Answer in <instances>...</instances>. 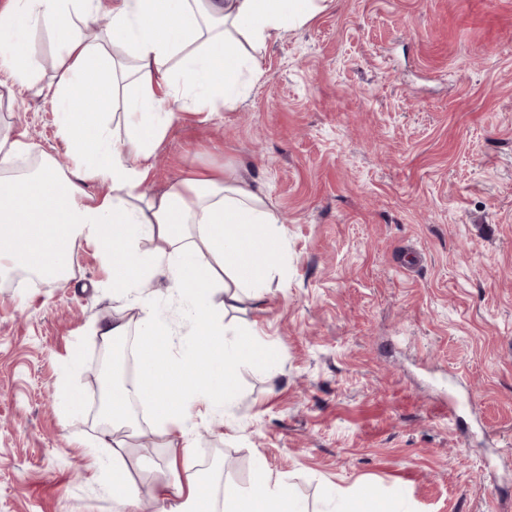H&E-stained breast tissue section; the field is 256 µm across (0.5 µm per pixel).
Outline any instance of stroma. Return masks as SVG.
<instances>
[{
	"mask_svg": "<svg viewBox=\"0 0 512 512\" xmlns=\"http://www.w3.org/2000/svg\"><path fill=\"white\" fill-rule=\"evenodd\" d=\"M25 44L50 82L52 34ZM257 61L235 106L178 112L143 188L222 165L283 219V277L224 315L279 373L238 365L232 405L196 406L189 457L245 489L263 462L308 512L362 492L392 512H512V0H324ZM59 120L29 94L0 108L1 129L56 157ZM171 288L160 275L136 293L180 354L192 325ZM133 314L91 242L66 278L0 277V512H118L93 331ZM170 455L130 439L135 512H159Z\"/></svg>",
	"mask_w": 512,
	"mask_h": 512,
	"instance_id": "stroma-1",
	"label": "stroma"
}]
</instances>
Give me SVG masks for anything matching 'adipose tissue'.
Masks as SVG:
<instances>
[{
  "mask_svg": "<svg viewBox=\"0 0 512 512\" xmlns=\"http://www.w3.org/2000/svg\"><path fill=\"white\" fill-rule=\"evenodd\" d=\"M322 0H10L0 12V71L8 93L49 100L60 114L59 136L73 166L62 171L36 143L0 131V274L30 272L44 279L65 275L74 243L96 242L114 293L124 296L143 280L163 275L187 308L192 342L171 354V330L152 303L134 300L135 322L118 320L98 329L102 340L136 338L139 374L131 386L113 387L101 416L108 432L101 445L112 453L109 476L124 507L138 502L123 443L139 431L132 401L148 407L162 435L187 437L197 404L218 410L236 395L234 368L246 364L278 374L276 355L235 335L211 303L225 305L243 288L270 289L277 269L280 218L262 190L221 167L190 171L164 192L139 188L151 159L173 122L170 104L214 113L237 100L245 74H258L256 53L285 31L306 25ZM112 16L104 38L101 13ZM43 26L56 38L54 76L32 78L19 45ZM123 112L105 118L115 104ZM22 158L35 159L26 172ZM105 185L90 197L83 185ZM259 491L170 460L154 496L164 512H307L291 485L271 480L257 466Z\"/></svg>",
  "mask_w": 512,
  "mask_h": 512,
  "instance_id": "1",
  "label": "adipose tissue"
}]
</instances>
